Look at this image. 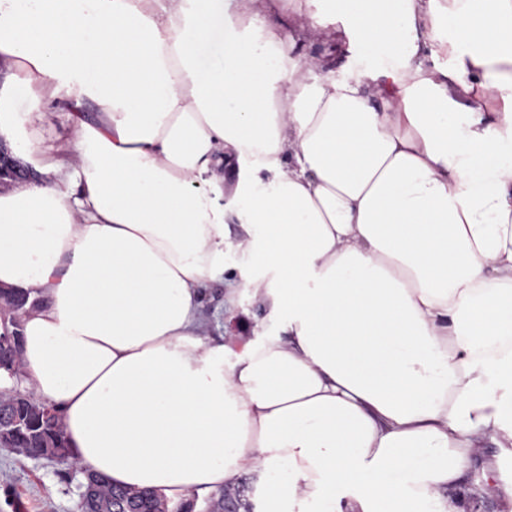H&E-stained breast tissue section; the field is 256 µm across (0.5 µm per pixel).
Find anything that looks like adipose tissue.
<instances>
[{"instance_id":"ef3b65f1","label":"adipose tissue","mask_w":512,"mask_h":512,"mask_svg":"<svg viewBox=\"0 0 512 512\" xmlns=\"http://www.w3.org/2000/svg\"><path fill=\"white\" fill-rule=\"evenodd\" d=\"M272 1L228 27L217 0H0V135L38 172L0 191V286L40 301L22 386L128 488L466 512L482 449L512 452V0ZM231 246L279 332L228 362L201 309L220 283L237 310ZM295 53L320 57L328 68L336 70V72L342 70L343 65L347 61V56L350 55L349 53L337 50L336 46L329 42L318 40L310 43L305 39L298 42Z\"/></svg>"}]
</instances>
